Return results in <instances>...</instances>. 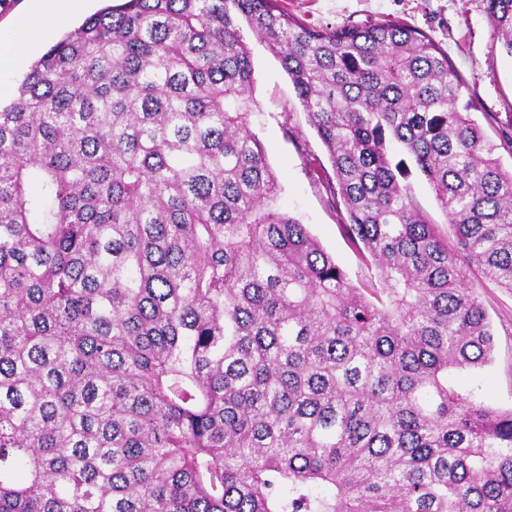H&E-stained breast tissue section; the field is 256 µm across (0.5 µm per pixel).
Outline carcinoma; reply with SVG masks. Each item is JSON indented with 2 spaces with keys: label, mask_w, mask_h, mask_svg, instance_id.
Returning <instances> with one entry per match:
<instances>
[{
  "label": "carcinoma",
  "mask_w": 512,
  "mask_h": 512,
  "mask_svg": "<svg viewBox=\"0 0 512 512\" xmlns=\"http://www.w3.org/2000/svg\"><path fill=\"white\" fill-rule=\"evenodd\" d=\"M245 28L364 288L273 207ZM465 91L408 24L279 0H122L44 51L0 106V512H512V409L448 385L493 359L479 289L512 291V138ZM392 157L394 163L398 162L400 159H403L406 162L411 170L409 180L413 185L419 204L423 210L430 215L438 229L446 232L448 230L447 218L443 210L440 208L438 202L436 201L435 195L429 187L424 176L420 174V172L414 166L413 162L406 156L400 146H394Z\"/></svg>",
  "instance_id": "1"
}]
</instances>
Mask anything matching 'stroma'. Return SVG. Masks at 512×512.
Instances as JSON below:
<instances>
[{
  "mask_svg": "<svg viewBox=\"0 0 512 512\" xmlns=\"http://www.w3.org/2000/svg\"><path fill=\"white\" fill-rule=\"evenodd\" d=\"M284 8L308 24H364L397 20L416 27L448 53L479 106L475 115L485 134L499 143L504 167L512 153L502 143L512 136V57L496 51L486 0H281ZM251 49L256 103L252 128L280 184L277 207L304 224L354 284L367 282L369 272L344 236L346 216L327 180L316 166L327 163L326 151L300 105L278 58L254 36ZM481 298L493 326L492 362L480 369L452 373L461 392L502 410L512 408V292L490 285Z\"/></svg>",
  "mask_w": 512,
  "mask_h": 512,
  "instance_id": "obj_1",
  "label": "stroma"
}]
</instances>
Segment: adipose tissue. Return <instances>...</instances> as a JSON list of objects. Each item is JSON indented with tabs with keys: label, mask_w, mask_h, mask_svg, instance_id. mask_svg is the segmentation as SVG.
Returning <instances> with one entry per match:
<instances>
[{
	"label": "adipose tissue",
	"mask_w": 512,
	"mask_h": 512,
	"mask_svg": "<svg viewBox=\"0 0 512 512\" xmlns=\"http://www.w3.org/2000/svg\"><path fill=\"white\" fill-rule=\"evenodd\" d=\"M82 0H28L24 15L9 29H0V94L11 89V77L23 52L33 47L44 27L63 23Z\"/></svg>",
	"instance_id": "adipose-tissue-1"
}]
</instances>
